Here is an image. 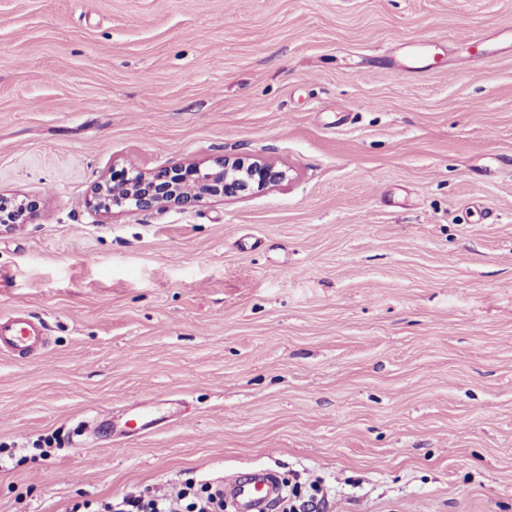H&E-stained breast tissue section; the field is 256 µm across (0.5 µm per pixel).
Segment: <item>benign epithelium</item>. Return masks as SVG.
Segmentation results:
<instances>
[{
    "mask_svg": "<svg viewBox=\"0 0 512 512\" xmlns=\"http://www.w3.org/2000/svg\"><path fill=\"white\" fill-rule=\"evenodd\" d=\"M286 179V171L245 157L217 159L205 171L197 165L175 163L142 173L132 165L95 186L87 205L104 213L125 207L187 209L212 197L243 199ZM35 210V204L25 198L0 193V224H21Z\"/></svg>",
    "mask_w": 512,
    "mask_h": 512,
    "instance_id": "benign-epithelium-1",
    "label": "benign epithelium"
}]
</instances>
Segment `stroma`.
Masks as SVG:
<instances>
[{
    "label": "stroma",
    "mask_w": 512,
    "mask_h": 512,
    "mask_svg": "<svg viewBox=\"0 0 512 512\" xmlns=\"http://www.w3.org/2000/svg\"><path fill=\"white\" fill-rule=\"evenodd\" d=\"M224 156L288 179L84 206ZM0 192L40 203L0 316L48 329L0 353V512L257 469L328 512H512V0H0ZM129 172L135 174L129 176ZM286 179L285 170L245 157L217 159L205 171L198 165L175 163L141 173L133 164L119 173L112 172V180L95 186L87 205L104 213L125 207L140 211L187 209L212 197L243 199L279 186Z\"/></svg>",
    "instance_id": "1"
}]
</instances>
